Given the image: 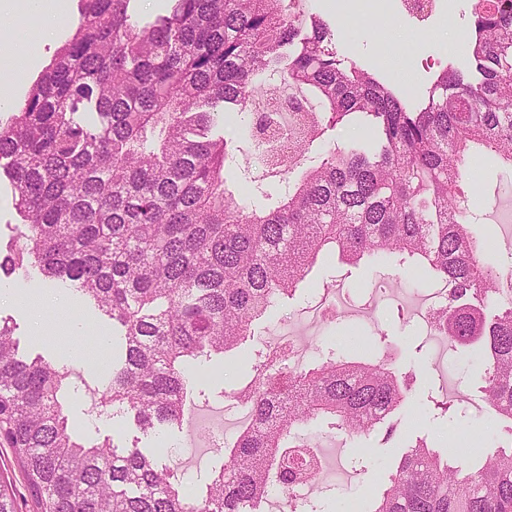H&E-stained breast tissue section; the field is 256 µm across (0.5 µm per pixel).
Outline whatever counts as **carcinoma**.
<instances>
[{"instance_id": "carcinoma-1", "label": "carcinoma", "mask_w": 512, "mask_h": 512, "mask_svg": "<svg viewBox=\"0 0 512 512\" xmlns=\"http://www.w3.org/2000/svg\"><path fill=\"white\" fill-rule=\"evenodd\" d=\"M136 0H79V25L0 117V176L26 224L0 270L70 283L123 336L101 406L149 432L181 425L182 364L238 348L252 322L296 292L318 260L415 261L449 287L431 326L483 363L481 398L507 443L463 469L418 437L361 512H512V287L471 231L460 167L477 144L512 164V0H476L471 64L445 68L409 105L367 70L341 66L329 24L303 0H169L145 25ZM307 104L299 152L360 121L363 142L329 149L278 202L248 208L227 185L239 146L218 132L261 76ZM234 392L251 418L199 494L143 448L68 429V374L19 354L0 324V431L42 512H263L300 429L396 431L409 378L386 361L330 358L291 370L258 352Z\"/></svg>"}]
</instances>
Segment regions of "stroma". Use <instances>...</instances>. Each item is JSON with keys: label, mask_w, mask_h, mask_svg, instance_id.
<instances>
[{"label": "stroma", "mask_w": 512, "mask_h": 512, "mask_svg": "<svg viewBox=\"0 0 512 512\" xmlns=\"http://www.w3.org/2000/svg\"><path fill=\"white\" fill-rule=\"evenodd\" d=\"M66 2L68 10L53 40H45L41 27L26 30L16 24L11 27V37L0 36V83L12 86L14 100L23 99L33 79L74 34L77 0ZM472 5L473 0H457L453 26L435 24L423 33L394 11L344 23L328 12L323 18L344 65L355 64L377 74L392 89L415 101L443 68L467 65V53L457 51L456 44L469 34ZM247 120V115L233 111L225 113L221 125L225 138L241 148L233 184L249 198L263 191L280 196L285 186L257 164ZM472 183L469 207L473 229L489 238L501 258H508L512 255V226L505 218L512 214V164L482 153ZM430 294V287L421 283L407 264L373 266L363 261L349 266L335 258L318 262L294 297L281 300L253 323L251 337L235 350L233 358L216 357L187 365L193 385L185 406L189 420L148 434L137 429L128 414L98 410L106 382L87 372L72 355L77 346L85 354L94 353L99 335H111V320L86 310L71 293L65 302L39 316L34 305L0 295V320L13 326L22 351L44 355L53 366L69 372L64 413L79 439L88 443L108 437L121 447L148 449L159 464L169 466L183 485L197 492L225 460L223 449L210 447L206 425L223 421L225 441L237 437L242 422L227 410L231 394L251 379L257 351L272 341L277 330L293 331L306 348L310 363L357 350L376 357L391 355L395 367L413 377L408 400L394 417L393 439L385 442L377 435L348 436L330 447L336 484L315 496L317 512H347L351 498L365 496L377 487L393 458L416 437H427L442 451L457 438L470 442L475 451L491 449L503 438L480 397L477 358L468 352H452L448 342L427 336L419 313ZM369 300L377 306L371 314L363 309ZM75 318L83 320L84 335H70L68 326ZM0 482L13 497L16 512H41L28 490L22 463L1 438Z\"/></svg>", "instance_id": "1"}]
</instances>
